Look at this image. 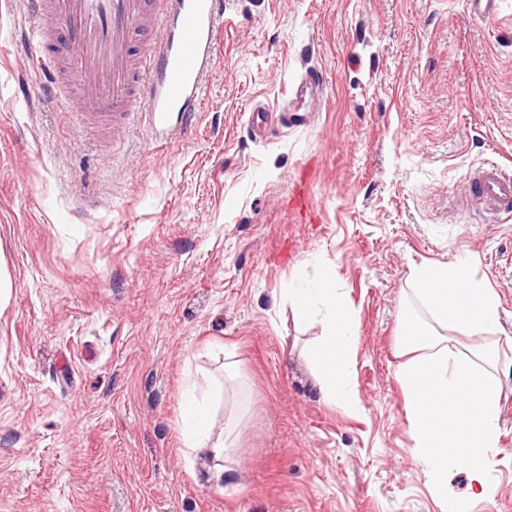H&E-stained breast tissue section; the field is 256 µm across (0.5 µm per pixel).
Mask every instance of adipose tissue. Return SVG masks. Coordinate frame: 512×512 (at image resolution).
Masks as SVG:
<instances>
[{
    "instance_id": "1",
    "label": "adipose tissue",
    "mask_w": 512,
    "mask_h": 512,
    "mask_svg": "<svg viewBox=\"0 0 512 512\" xmlns=\"http://www.w3.org/2000/svg\"><path fill=\"white\" fill-rule=\"evenodd\" d=\"M410 279L418 310L404 309L397 341L407 359L396 378L402 388L410 424L412 455L422 464L433 494L445 512H472L473 499L491 493L490 474L499 448L503 387L500 302L488 281L470 275L460 259L413 267ZM293 319L320 320L322 333L304 345L302 354L313 370L321 398L356 409L353 385L352 306L328 279L312 288L287 291ZM476 339L460 349L457 331ZM197 382L185 390L181 427L187 448L205 450L224 462L231 446L228 432H215L206 398ZM467 467L470 496L448 493V476Z\"/></svg>"
}]
</instances>
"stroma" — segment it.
I'll return each mask as SVG.
<instances>
[{"label": "stroma", "mask_w": 512, "mask_h": 512, "mask_svg": "<svg viewBox=\"0 0 512 512\" xmlns=\"http://www.w3.org/2000/svg\"><path fill=\"white\" fill-rule=\"evenodd\" d=\"M25 0H0V512H442L396 379L412 266L460 258L512 337V214L471 201L512 170V0H224L191 132L113 146L41 94ZM305 126L256 141L254 106ZM310 198L294 208L296 189ZM354 311L360 407L324 403L286 291ZM228 383L223 479L179 429L190 376ZM494 491L512 512V346Z\"/></svg>", "instance_id": "1"}]
</instances>
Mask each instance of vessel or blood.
Wrapping results in <instances>:
<instances>
[{
  "mask_svg": "<svg viewBox=\"0 0 512 512\" xmlns=\"http://www.w3.org/2000/svg\"><path fill=\"white\" fill-rule=\"evenodd\" d=\"M27 0L38 38L56 46L48 67L74 69L80 112L90 123L125 125L141 112L160 138L194 124L224 15L222 0ZM474 195L512 207V174L478 171Z\"/></svg>",
  "mask_w": 512,
  "mask_h": 512,
  "instance_id": "b4317fda",
  "label": "vessel or blood"
}]
</instances>
